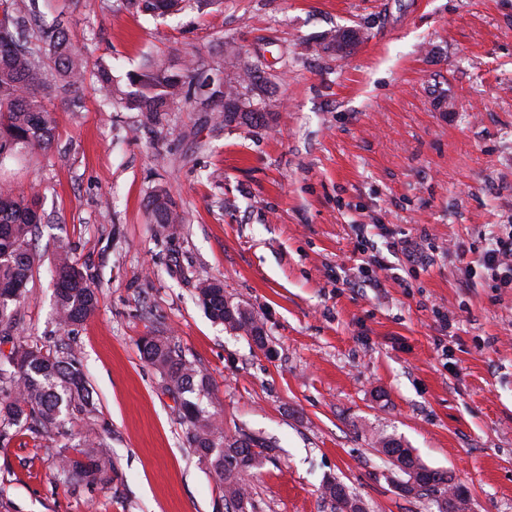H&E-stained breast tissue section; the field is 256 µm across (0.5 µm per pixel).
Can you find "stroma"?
Masks as SVG:
<instances>
[{
	"label": "stroma",
	"mask_w": 512,
	"mask_h": 512,
	"mask_svg": "<svg viewBox=\"0 0 512 512\" xmlns=\"http://www.w3.org/2000/svg\"><path fill=\"white\" fill-rule=\"evenodd\" d=\"M37 2L87 67L76 97L51 101V147L0 167V186L39 184L44 216L17 337L74 356L95 412L0 447V512H225L140 354L153 335L210 377L226 431L276 442L247 480L254 512H332L329 477L368 512H436L401 492L377 431L451 473L471 512H512V288L467 277L455 250L512 229V0H183L164 19L128 0ZM339 28L364 39L336 52ZM229 49L265 64L263 125L219 128L181 102L144 127L96 91L98 65L123 87L189 53L224 77ZM160 187L183 217L173 235L147 207ZM359 224L389 264L374 286ZM60 245L97 295L73 329L54 311ZM215 279L264 346L209 317L198 286ZM90 429L111 455L107 486L59 475Z\"/></svg>",
	"instance_id": "1"
}]
</instances>
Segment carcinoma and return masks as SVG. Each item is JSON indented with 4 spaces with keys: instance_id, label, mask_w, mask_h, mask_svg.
<instances>
[{
    "instance_id": "carcinoma-1",
    "label": "carcinoma",
    "mask_w": 512,
    "mask_h": 512,
    "mask_svg": "<svg viewBox=\"0 0 512 512\" xmlns=\"http://www.w3.org/2000/svg\"><path fill=\"white\" fill-rule=\"evenodd\" d=\"M130 4L158 15H169L174 2L130 0ZM225 68L236 77L227 87L230 100L249 101L247 94L264 103L268 80L259 63L244 61L230 50ZM84 58L60 21L35 18L31 0H0V166L22 151L47 149L54 137V119L46 103L53 86L72 89L83 73ZM200 64L189 55L182 67L173 70L155 63L146 71L129 77L126 88L112 86L110 70L97 69V90L103 102L140 113L142 123L162 124L166 112L198 90ZM217 119L229 126L253 127L264 121V113L236 121L234 113L217 109ZM40 191L31 188L26 195L9 189L0 191V342L13 341L17 304L24 297L33 270L40 261L34 248L38 224ZM152 219L171 230L182 222L168 190H155L149 201ZM52 276L55 286V312L65 327L83 324L95 311L97 298L87 275L64 247L57 250ZM208 315L234 333H244L261 346L264 330L251 312L239 303L224 306V285L205 281L198 288ZM143 358L154 366L165 388L180 397V413L186 439L198 462L214 473L224 487L226 512H252L246 477L259 468L274 451L266 438L236 432L230 434L218 422L205 399L211 383L206 374L182 355L166 336H151L140 347ZM94 403L87 381L78 364L64 360L36 343L12 345L9 356H0V446L10 443L22 430L65 435L64 424L74 415L89 416ZM377 452L390 458L389 464L405 474H422L423 490L434 496L437 512H444L448 498L457 500L456 512H468L467 489L448 476V472L426 467L412 449L382 433L373 441ZM60 472L90 485L112 482V460L102 440L87 436L81 449L65 455ZM323 497L333 512H366L364 503L337 479L323 485Z\"/></svg>"
}]
</instances>
